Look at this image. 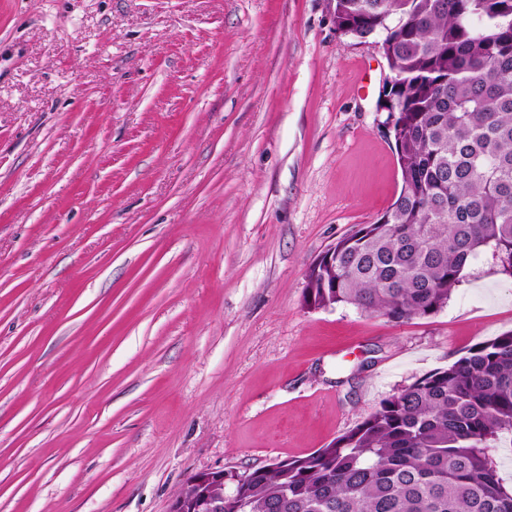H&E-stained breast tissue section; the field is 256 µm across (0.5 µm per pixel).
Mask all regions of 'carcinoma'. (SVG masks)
Returning a JSON list of instances; mask_svg holds the SVG:
<instances>
[{
    "label": "carcinoma",
    "instance_id": "obj_1",
    "mask_svg": "<svg viewBox=\"0 0 512 512\" xmlns=\"http://www.w3.org/2000/svg\"><path fill=\"white\" fill-rule=\"evenodd\" d=\"M384 41L402 188L306 273V303L403 322L445 307L491 251L512 277V0H334ZM512 434V330L384 399L324 448L254 470L224 512H512L493 451Z\"/></svg>",
    "mask_w": 512,
    "mask_h": 512
}]
</instances>
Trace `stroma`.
Masks as SVG:
<instances>
[{"label":"stroma","mask_w":512,"mask_h":512,"mask_svg":"<svg viewBox=\"0 0 512 512\" xmlns=\"http://www.w3.org/2000/svg\"><path fill=\"white\" fill-rule=\"evenodd\" d=\"M387 71L333 0H0V512H170L512 329L488 253L429 316L305 303L400 192Z\"/></svg>","instance_id":"stroma-1"}]
</instances>
